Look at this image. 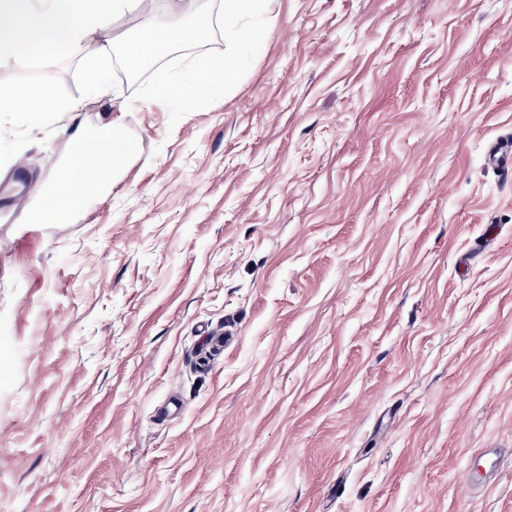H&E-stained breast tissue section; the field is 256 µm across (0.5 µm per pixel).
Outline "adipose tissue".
<instances>
[{"label": "adipose tissue", "instance_id": "1", "mask_svg": "<svg viewBox=\"0 0 512 512\" xmlns=\"http://www.w3.org/2000/svg\"><path fill=\"white\" fill-rule=\"evenodd\" d=\"M144 4L145 0H0V53L12 59L23 52L53 48L82 56L87 101L95 103L105 85L104 62L112 53L122 52L128 67L136 68L203 38L208 31L207 25L175 18L156 28L137 29L132 38L117 43L111 31L114 17L136 15ZM237 74L238 60L228 53L219 61L197 62L191 81L173 84L159 78L155 94L189 106L209 87L231 85ZM60 109L48 83L36 89L16 88L0 93V112H18L29 121L44 119ZM131 153V144L117 129L104 143L90 137L79 138L74 159L55 176L54 196L33 214V221L50 224L65 221L64 202L82 195L94 174L85 165L87 157L108 158L109 167L97 173L104 177L120 170Z\"/></svg>", "mask_w": 512, "mask_h": 512}]
</instances>
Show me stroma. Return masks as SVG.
Wrapping results in <instances>:
<instances>
[{
	"label": "stroma",
	"mask_w": 512,
	"mask_h": 512,
	"mask_svg": "<svg viewBox=\"0 0 512 512\" xmlns=\"http://www.w3.org/2000/svg\"><path fill=\"white\" fill-rule=\"evenodd\" d=\"M198 6L89 106L80 58L0 64L64 106L0 112V512H512V0H273L239 42ZM114 124L110 185L29 223L14 184ZM237 74L238 60L232 52H227L224 60L197 62L195 75L189 82L172 84L161 76L155 86V96L173 98L180 104L189 106L196 103L202 94L216 83L222 87L230 86Z\"/></svg>",
	"instance_id": "35a3bbf8"
}]
</instances>
